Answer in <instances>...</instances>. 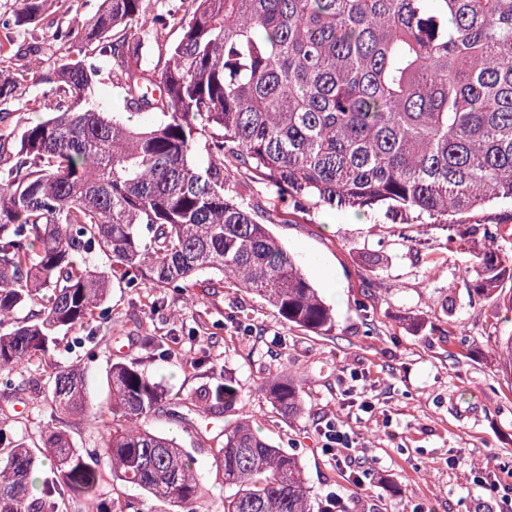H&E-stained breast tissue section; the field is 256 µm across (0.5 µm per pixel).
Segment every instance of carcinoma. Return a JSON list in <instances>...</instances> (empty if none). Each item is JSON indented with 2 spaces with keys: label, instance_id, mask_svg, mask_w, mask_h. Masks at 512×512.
<instances>
[{
  "label": "carcinoma",
  "instance_id": "1",
  "mask_svg": "<svg viewBox=\"0 0 512 512\" xmlns=\"http://www.w3.org/2000/svg\"><path fill=\"white\" fill-rule=\"evenodd\" d=\"M52 0H14L0 27L43 20ZM167 58L148 56L169 28ZM55 51L0 64V378L44 359L56 336L90 325L113 280L155 292L214 274L288 325L332 330V309L293 255L229 188L237 162L304 210L387 206L448 223L512 202V0H100L94 18L56 28ZM128 112L91 97L100 61ZM40 85L41 94H24ZM45 112L30 121L18 111ZM497 234L457 233L474 292L512 279ZM94 252L108 258L99 268ZM109 401L93 407L86 372L56 364L41 404L98 430L82 454L66 430L30 443L0 408V512H124L100 493L102 466L177 512H208L193 453L153 430L170 403L133 362L111 365ZM264 390L303 412L302 381ZM232 379L183 398L181 416L232 409ZM211 468L222 512H346L313 496L298 458L239 419Z\"/></svg>",
  "mask_w": 512,
  "mask_h": 512
}]
</instances>
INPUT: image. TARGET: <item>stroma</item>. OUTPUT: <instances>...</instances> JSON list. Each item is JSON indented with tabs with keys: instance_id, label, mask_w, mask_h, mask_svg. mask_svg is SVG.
I'll return each mask as SVG.
<instances>
[{
	"instance_id": "stroma-1",
	"label": "stroma",
	"mask_w": 512,
	"mask_h": 512,
	"mask_svg": "<svg viewBox=\"0 0 512 512\" xmlns=\"http://www.w3.org/2000/svg\"><path fill=\"white\" fill-rule=\"evenodd\" d=\"M98 6L59 0L38 25L14 32V42L52 41L57 24L89 20ZM236 190L299 263L312 253L325 258V272L306 266L305 274L333 308L331 332L285 325L266 302L216 279L167 291L160 314L150 308L158 297L151 289L116 283L108 319L93 323L84 344L59 337L51 361L84 367L97 402L107 401L106 374L118 361L136 363L175 399L232 378L253 427L299 458L316 496L336 493L347 512H512V372L495 352L512 335V283L474 296L448 229L416 214L299 212L246 172ZM156 339L169 343L170 357L153 351ZM50 363L16 375L13 385L0 382V407L34 439L50 418L26 385L45 382ZM275 371L302 380L301 415L270 405L262 382ZM236 419L218 406L188 423L169 410L151 422L192 451L211 512L225 495L210 472L211 450ZM336 420L350 435V455L364 463L360 485L322 448L326 424Z\"/></svg>"
}]
</instances>
